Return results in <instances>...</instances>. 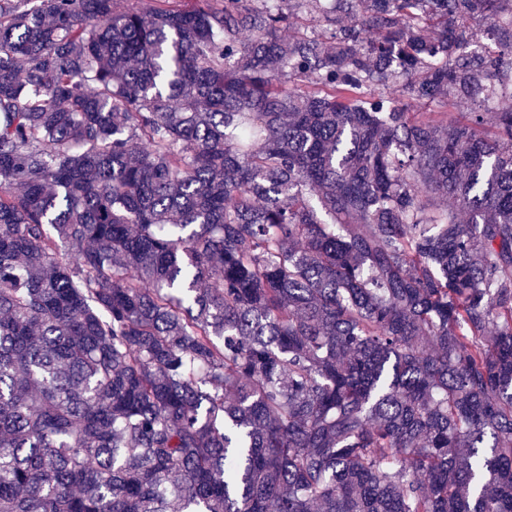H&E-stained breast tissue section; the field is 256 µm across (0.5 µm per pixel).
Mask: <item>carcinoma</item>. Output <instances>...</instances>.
<instances>
[{
    "instance_id": "cac0c4a2",
    "label": "carcinoma",
    "mask_w": 512,
    "mask_h": 512,
    "mask_svg": "<svg viewBox=\"0 0 512 512\" xmlns=\"http://www.w3.org/2000/svg\"><path fill=\"white\" fill-rule=\"evenodd\" d=\"M28 2L0 512H512V0ZM292 21L293 23L288 26V31L285 32L286 36L297 34L319 35L323 38H330L334 32V27L320 22L317 18L313 17L305 11L297 13ZM402 87L392 86L385 91V95H388L396 105L407 108L409 112H442L448 110V112H493L494 110L489 104L484 103L482 99H462L455 100L452 104L448 105V108L440 106L437 102H425L419 103L412 99H409L405 93L402 92Z\"/></svg>"
}]
</instances>
